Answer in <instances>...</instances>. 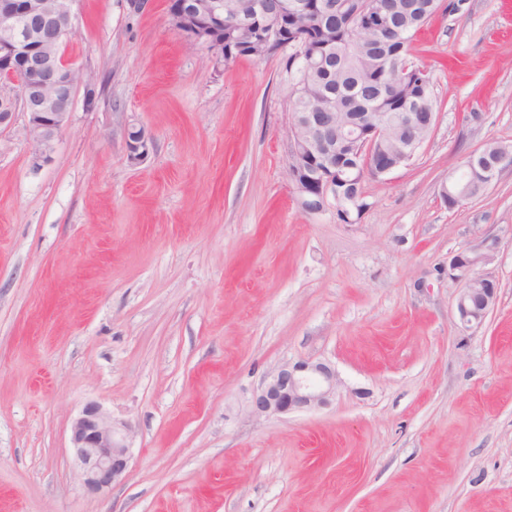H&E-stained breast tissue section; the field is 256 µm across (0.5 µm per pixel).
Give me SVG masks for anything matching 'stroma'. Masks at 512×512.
<instances>
[{
	"label": "stroma",
	"mask_w": 512,
	"mask_h": 512,
	"mask_svg": "<svg viewBox=\"0 0 512 512\" xmlns=\"http://www.w3.org/2000/svg\"><path fill=\"white\" fill-rule=\"evenodd\" d=\"M168 0H75L64 58L94 75L48 161L0 131V512H512V0H462L413 41L437 113L365 208L301 207L287 53L213 67ZM153 139L131 164L124 131ZM498 299L461 329L448 258L486 234ZM320 360L323 408L254 419L275 366ZM132 427L126 478L88 492L70 428L88 402ZM507 145H502L498 142H492L487 145V152L493 155H498L492 162L488 163L486 166L480 168L481 171V181L484 187V191L492 184L495 180L497 174L504 164L512 163V153L511 151L506 154L504 153L507 150ZM481 161L470 163L467 168L461 169L456 178L459 182L463 183L468 188V195L479 196L483 190L478 185L473 177V168H477ZM467 188L462 187L456 183V179L453 176L448 181V184L442 186L441 196L448 203V197L455 200L465 199L470 200L467 197Z\"/></svg>",
	"instance_id": "35a3bbf8"
}]
</instances>
